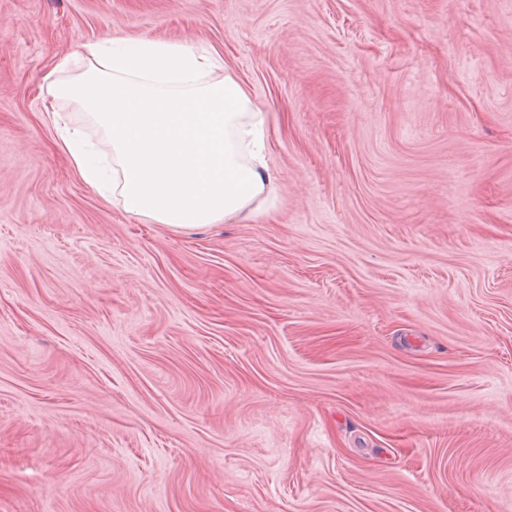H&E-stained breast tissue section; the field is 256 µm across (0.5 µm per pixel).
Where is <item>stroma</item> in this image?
<instances>
[{
    "instance_id": "stroma-1",
    "label": "stroma",
    "mask_w": 512,
    "mask_h": 512,
    "mask_svg": "<svg viewBox=\"0 0 512 512\" xmlns=\"http://www.w3.org/2000/svg\"><path fill=\"white\" fill-rule=\"evenodd\" d=\"M111 35L222 58L272 211L76 174ZM0 512H512V0H0Z\"/></svg>"
}]
</instances>
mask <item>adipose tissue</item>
Instances as JSON below:
<instances>
[{"label":"adipose tissue","instance_id":"1","mask_svg":"<svg viewBox=\"0 0 512 512\" xmlns=\"http://www.w3.org/2000/svg\"><path fill=\"white\" fill-rule=\"evenodd\" d=\"M86 67L48 74L47 92L76 99L111 146L110 162L80 128L59 145L90 186L111 190L132 215L186 230L254 211L279 175L266 156L265 116L219 60L170 41L110 38L77 54Z\"/></svg>","mask_w":512,"mask_h":512}]
</instances>
